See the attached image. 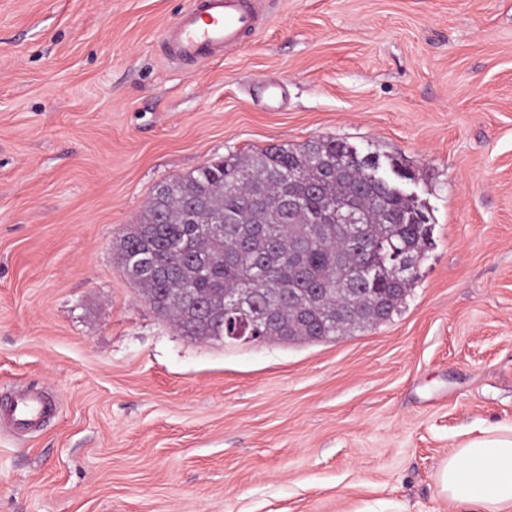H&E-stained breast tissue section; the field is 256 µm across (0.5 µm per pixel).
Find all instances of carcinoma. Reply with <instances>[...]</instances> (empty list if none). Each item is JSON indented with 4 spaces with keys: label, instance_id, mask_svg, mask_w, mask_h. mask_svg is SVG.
<instances>
[{
    "label": "carcinoma",
    "instance_id": "1",
    "mask_svg": "<svg viewBox=\"0 0 512 512\" xmlns=\"http://www.w3.org/2000/svg\"><path fill=\"white\" fill-rule=\"evenodd\" d=\"M338 210L357 222L334 224ZM224 225L221 237L210 225ZM381 237L385 260H362L355 236ZM432 236L425 207L377 178L371 154L340 139L270 146L211 161L160 184L119 242L122 267L186 336L234 332L224 291H248L260 336L334 341L398 314ZM407 254L411 270L395 265ZM191 291L203 321L178 302Z\"/></svg>",
    "mask_w": 512,
    "mask_h": 512
}]
</instances>
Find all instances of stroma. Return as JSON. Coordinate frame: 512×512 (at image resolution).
Masks as SVG:
<instances>
[{
    "mask_svg": "<svg viewBox=\"0 0 512 512\" xmlns=\"http://www.w3.org/2000/svg\"><path fill=\"white\" fill-rule=\"evenodd\" d=\"M193 0H0V512H460L438 470L512 427V0H263L209 60ZM280 88V111L266 87ZM397 156L433 244L333 342L185 336L117 243L159 184L273 145ZM196 1L164 31L173 61H202L226 47L238 45L244 34L258 27L246 0ZM49 410L50 406L41 396L31 394L18 399L10 409L9 415L15 422L31 424Z\"/></svg>",
    "mask_w": 512,
    "mask_h": 512,
    "instance_id": "1",
    "label": "stroma"
}]
</instances>
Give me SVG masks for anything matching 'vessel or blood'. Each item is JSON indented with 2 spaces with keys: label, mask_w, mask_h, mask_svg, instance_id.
Listing matches in <instances>:
<instances>
[{
  "label": "vessel or blood",
  "mask_w": 512,
  "mask_h": 512,
  "mask_svg": "<svg viewBox=\"0 0 512 512\" xmlns=\"http://www.w3.org/2000/svg\"><path fill=\"white\" fill-rule=\"evenodd\" d=\"M258 18L245 0H201L164 31L171 60L202 61L224 48L238 45L244 34L255 31ZM49 410L39 395L18 399L9 415L18 423L31 424Z\"/></svg>",
  "instance_id": "b4317fda"
}]
</instances>
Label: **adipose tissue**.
Returning <instances> with one entry per match:
<instances>
[{
    "instance_id": "obj_1",
    "label": "adipose tissue",
    "mask_w": 512,
    "mask_h": 512,
    "mask_svg": "<svg viewBox=\"0 0 512 512\" xmlns=\"http://www.w3.org/2000/svg\"><path fill=\"white\" fill-rule=\"evenodd\" d=\"M439 487L450 501L477 512H512V432L462 444L442 463Z\"/></svg>"
}]
</instances>
